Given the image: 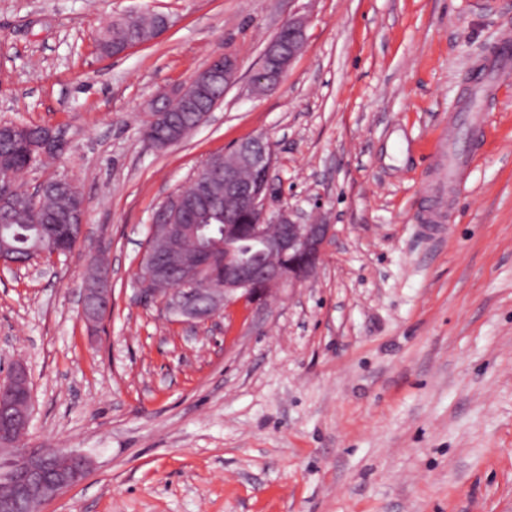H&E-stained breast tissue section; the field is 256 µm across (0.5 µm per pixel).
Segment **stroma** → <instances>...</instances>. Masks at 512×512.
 Returning <instances> with one entry per match:
<instances>
[{
	"instance_id": "obj_1",
	"label": "stroma",
	"mask_w": 512,
	"mask_h": 512,
	"mask_svg": "<svg viewBox=\"0 0 512 512\" xmlns=\"http://www.w3.org/2000/svg\"><path fill=\"white\" fill-rule=\"evenodd\" d=\"M169 17L101 55L113 19ZM306 41L254 94L289 19ZM512 32V0H0V123L61 130L24 172L71 178L87 204L70 255L0 267V367L29 371L26 448L92 461L39 512H512V74L479 110L469 175L442 187L435 150L475 63ZM239 60L206 122L164 150L148 102L216 55ZM264 136L286 208L332 225L315 273L205 323L140 302L154 211L203 161ZM450 219L421 226L432 206ZM112 313L80 314L93 260Z\"/></svg>"
}]
</instances>
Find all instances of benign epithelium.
<instances>
[{"label":"benign epithelium","mask_w":512,"mask_h":512,"mask_svg":"<svg viewBox=\"0 0 512 512\" xmlns=\"http://www.w3.org/2000/svg\"><path fill=\"white\" fill-rule=\"evenodd\" d=\"M306 22L290 19L267 44L262 66L254 78L253 92L275 88L302 49ZM239 63L231 53L214 57L202 70L178 86L173 94L161 92L151 102L150 111L166 112L171 96L191 99L204 87L224 78L229 87ZM29 155L42 160L67 148L63 135L51 128L39 134L25 125L12 124ZM272 150L264 137L256 136L214 159V166L195 177L199 190L194 201L182 197L164 202L153 213L151 237L155 247L141 264L139 296L146 304H156L168 316L180 321L204 322L223 308L243 304L260 311L268 299L285 288L304 281L317 267L330 240L332 225L303 224L288 210L271 209ZM253 179L241 177L242 171ZM224 201V224H248V234L264 259L254 264L240 258L234 237L224 235V274L220 285L196 288L203 268L213 263L214 249L199 242V225L187 223L202 209ZM73 223L67 225V240L81 241L85 234L86 207L76 204ZM112 306V284L107 270L98 272L82 292L81 315L96 326ZM32 418L30 377L21 364L11 366L6 381H0V512H23L27 506L45 504L82 481L91 461L77 451L48 453L41 449L17 448L16 431L28 429Z\"/></svg>","instance_id":"obj_1"}]
</instances>
